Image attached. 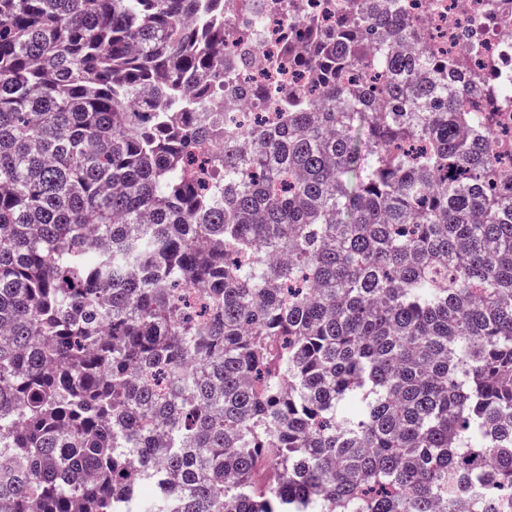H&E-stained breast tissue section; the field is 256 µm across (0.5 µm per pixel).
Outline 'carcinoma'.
Returning <instances> with one entry per match:
<instances>
[{"label":"carcinoma","mask_w":512,"mask_h":512,"mask_svg":"<svg viewBox=\"0 0 512 512\" xmlns=\"http://www.w3.org/2000/svg\"><path fill=\"white\" fill-rule=\"evenodd\" d=\"M427 39L401 0L304 23L243 149L224 0H0V512L512 488V91ZM265 99V109L257 108L253 105L252 107L249 105L247 108H241L237 106L234 102H229V100L224 97V94L221 98H218V103L221 104L224 108V112H235V116L237 117V127L247 130L252 129L257 125V119L259 122H262V125H271V117L274 112H268L267 109V100ZM268 112V113H267Z\"/></svg>","instance_id":"obj_1"}]
</instances>
